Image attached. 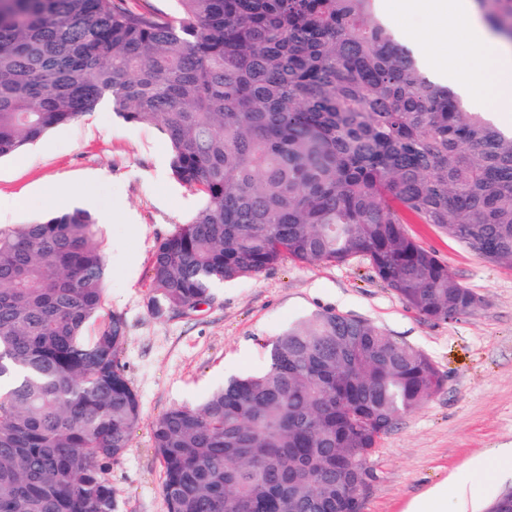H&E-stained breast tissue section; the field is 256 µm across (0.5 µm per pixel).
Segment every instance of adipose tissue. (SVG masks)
I'll return each instance as SVG.
<instances>
[{
	"label": "adipose tissue",
	"instance_id": "1",
	"mask_svg": "<svg viewBox=\"0 0 512 512\" xmlns=\"http://www.w3.org/2000/svg\"><path fill=\"white\" fill-rule=\"evenodd\" d=\"M407 11L432 10L442 28H461L466 35L464 47L473 65L461 74L459 85L468 95L483 92V111L496 125L512 130V48L497 42L480 20L474 0H404Z\"/></svg>",
	"mask_w": 512,
	"mask_h": 512
}]
</instances>
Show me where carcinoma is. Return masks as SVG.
Listing matches in <instances>:
<instances>
[{"label":"carcinoma","instance_id":"cac0c4a2","mask_svg":"<svg viewBox=\"0 0 512 512\" xmlns=\"http://www.w3.org/2000/svg\"><path fill=\"white\" fill-rule=\"evenodd\" d=\"M512 39V0H475ZM0 0V159L104 99L158 128L202 193L160 240L153 302L185 313L288 257L374 276L432 321L475 294L408 232L430 224L512 268V133L419 68L374 0ZM97 222L76 208L0 228V512H112V463L141 421L104 300ZM152 426L169 512H361L373 454L443 385L369 321L310 313Z\"/></svg>","mask_w":512,"mask_h":512}]
</instances>
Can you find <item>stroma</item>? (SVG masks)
<instances>
[{"instance_id":"35a3bbf8","label":"stroma","mask_w":512,"mask_h":512,"mask_svg":"<svg viewBox=\"0 0 512 512\" xmlns=\"http://www.w3.org/2000/svg\"><path fill=\"white\" fill-rule=\"evenodd\" d=\"M160 131L98 109L50 130L0 160V227L12 228L79 207L98 221L107 277L105 312L121 314L119 356L142 419L130 448L112 465V512H168L152 424L174 407L198 403L235 374L265 364V345L316 310L372 322L425 352L444 385L405 415L373 456L378 478L361 512H406L439 483L447 512H488L512 492L493 459L512 448V268L492 264L428 224L409 232L434 251L481 300L479 310L430 321L373 277L366 260L303 265L284 260L255 278L216 284L208 305L189 314L155 313L150 267L160 239L198 209L201 197L178 184ZM483 459L475 469L471 460Z\"/></svg>"}]
</instances>
